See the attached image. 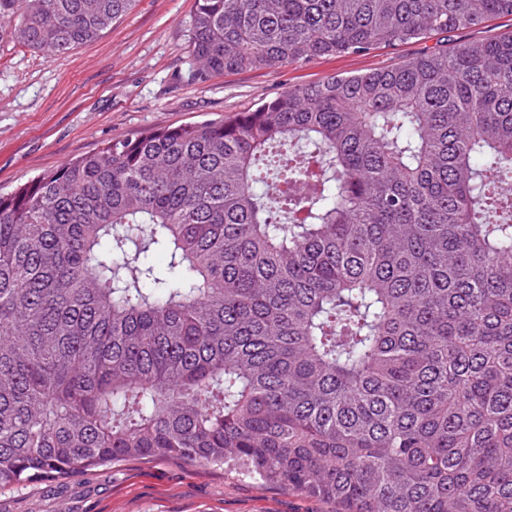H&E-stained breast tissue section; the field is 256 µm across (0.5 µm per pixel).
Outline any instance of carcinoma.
<instances>
[{
	"label": "carcinoma",
	"mask_w": 512,
	"mask_h": 512,
	"mask_svg": "<svg viewBox=\"0 0 512 512\" xmlns=\"http://www.w3.org/2000/svg\"><path fill=\"white\" fill-rule=\"evenodd\" d=\"M136 0H0L44 56ZM512 0H198L191 79L436 39L0 194V488L131 457L512 512ZM166 255L159 265L154 256ZM512 31V16H501L480 27L460 30L454 33L453 41L449 44L458 42L478 43Z\"/></svg>",
	"instance_id": "cac0c4a2"
}]
</instances>
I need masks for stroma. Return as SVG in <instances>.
<instances>
[{"label":"stroma","instance_id":"35a3bbf8","mask_svg":"<svg viewBox=\"0 0 512 512\" xmlns=\"http://www.w3.org/2000/svg\"><path fill=\"white\" fill-rule=\"evenodd\" d=\"M197 0H138L95 41L45 59L0 40V192L98 151L113 138L245 112L293 85L394 65L424 50L315 58L203 82L187 30ZM333 503L222 466L129 458L65 480L0 489V512H335Z\"/></svg>","mask_w":512,"mask_h":512}]
</instances>
